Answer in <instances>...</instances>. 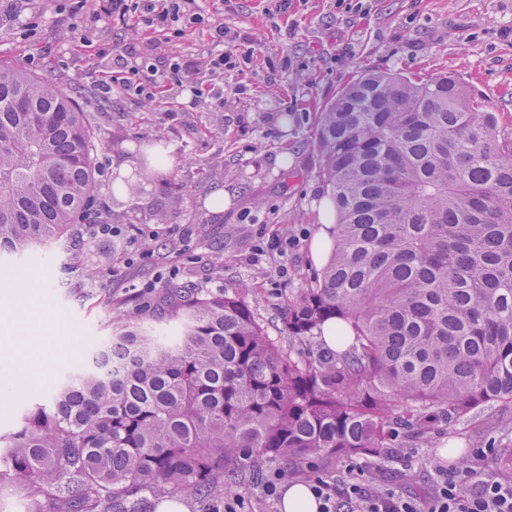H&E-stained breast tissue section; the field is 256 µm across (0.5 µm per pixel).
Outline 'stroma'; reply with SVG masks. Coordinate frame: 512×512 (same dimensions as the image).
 I'll use <instances>...</instances> for the list:
<instances>
[{
	"label": "stroma",
	"instance_id": "obj_1",
	"mask_svg": "<svg viewBox=\"0 0 512 512\" xmlns=\"http://www.w3.org/2000/svg\"><path fill=\"white\" fill-rule=\"evenodd\" d=\"M103 0L73 11L69 0H0V61L79 93V102L110 136L135 135L144 142L164 138L170 159L207 160L206 174L192 177L193 207L171 224L144 225L148 255L123 237H80L50 242L22 256L0 260V294L21 284L33 287L27 312L12 322L20 340L73 337L62 359L0 403V436L15 432L23 414L44 402L55 380L82 365L88 351L112 334L113 319L132 309L133 289L174 281L234 295L248 283L250 304L269 336L287 344L282 317L287 300L319 271L311 255L328 207L314 141L317 112L344 83L364 70L453 75L481 95L487 107L512 122V0H288L275 13L269 0H208L213 19L245 34L232 46L241 64L224 75L223 111L209 98L171 90L153 103L104 89L114 57L126 44L151 40L164 58L169 46L197 61L210 44L199 27L175 44L160 30H139L99 19ZM104 197L125 207L150 203L159 185L141 179L125 147L103 153ZM130 184L112 192L113 176ZM228 208L212 210L216 191ZM284 242L285 253L266 251ZM287 266V276L277 274ZM512 446V402L491 403L450 425L410 437L399 459L369 460L364 482L418 499L433 495L436 468L454 465L452 449L471 451L476 440ZM273 465L247 461L229 482L250 496L253 512H280L261 493Z\"/></svg>",
	"mask_w": 512,
	"mask_h": 512
}]
</instances>
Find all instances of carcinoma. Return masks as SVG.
<instances>
[{
	"label": "carcinoma",
	"mask_w": 512,
	"mask_h": 512,
	"mask_svg": "<svg viewBox=\"0 0 512 512\" xmlns=\"http://www.w3.org/2000/svg\"><path fill=\"white\" fill-rule=\"evenodd\" d=\"M160 198L97 196V134L76 97L0 63V256L102 223L168 224L193 199L181 164L127 136ZM336 213L331 256L288 299V346L241 295L170 283L182 334L128 312L47 403L0 437V487L34 512H147V495L224 501L252 457L383 458L418 431L512 402V132L450 75L371 72L318 113ZM347 347L323 346L326 322Z\"/></svg>",
	"instance_id": "1"
}]
</instances>
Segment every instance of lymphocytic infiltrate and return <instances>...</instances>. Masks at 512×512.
I'll list each match as a JSON object with an SVG mask.
<instances>
[{"label":"lymphocytic infiltrate","mask_w":512,"mask_h":512,"mask_svg":"<svg viewBox=\"0 0 512 512\" xmlns=\"http://www.w3.org/2000/svg\"><path fill=\"white\" fill-rule=\"evenodd\" d=\"M103 12L113 22L159 27L177 38L205 24L210 27L211 46L194 66L177 53L159 63L140 45L124 47L116 81L123 92L141 101L153 102L160 93L175 88L200 96L203 82L237 66L235 56L227 50L228 44L237 41V32L211 23L201 0H106ZM476 457L477 465L463 471L437 468L436 490L427 500L356 481L339 489L318 477L311 488L319 501V512H512V478L489 476L481 465L486 458L484 451H477Z\"/></svg>","instance_id":"f902f5d3"}]
</instances>
